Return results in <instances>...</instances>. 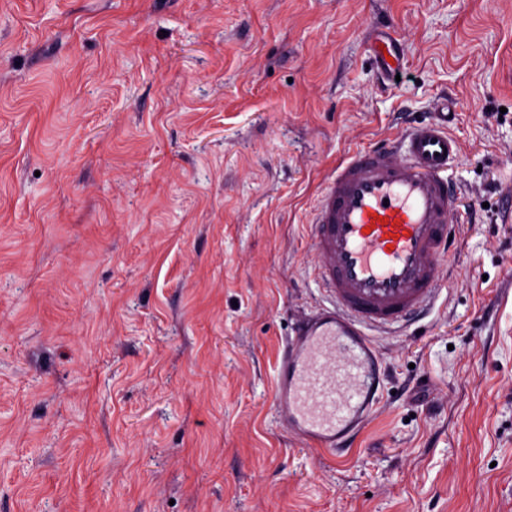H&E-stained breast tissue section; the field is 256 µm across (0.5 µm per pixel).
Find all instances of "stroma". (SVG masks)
<instances>
[{"label": "stroma", "mask_w": 512, "mask_h": 512, "mask_svg": "<svg viewBox=\"0 0 512 512\" xmlns=\"http://www.w3.org/2000/svg\"><path fill=\"white\" fill-rule=\"evenodd\" d=\"M445 106L448 288L342 458L274 409L313 209ZM510 197L512 0H0V512H512ZM381 46L386 48L387 54L391 56L392 61H388L384 56ZM402 43L398 41L397 37L383 35L377 38L372 45L373 62L381 73L390 76L394 75L403 63L404 53Z\"/></svg>", "instance_id": "stroma-1"}]
</instances>
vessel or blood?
Listing matches in <instances>:
<instances>
[{
    "label": "vessel or blood",
    "mask_w": 512,
    "mask_h": 512,
    "mask_svg": "<svg viewBox=\"0 0 512 512\" xmlns=\"http://www.w3.org/2000/svg\"><path fill=\"white\" fill-rule=\"evenodd\" d=\"M385 75L403 63L397 37L372 45ZM438 112L402 136L351 152L326 179L309 225L327 305L298 325L277 363L276 417L299 439L347 448L384 392L372 332L414 322L433 305L461 200L448 179L459 152Z\"/></svg>",
    "instance_id": "vessel-or-blood-1"
}]
</instances>
